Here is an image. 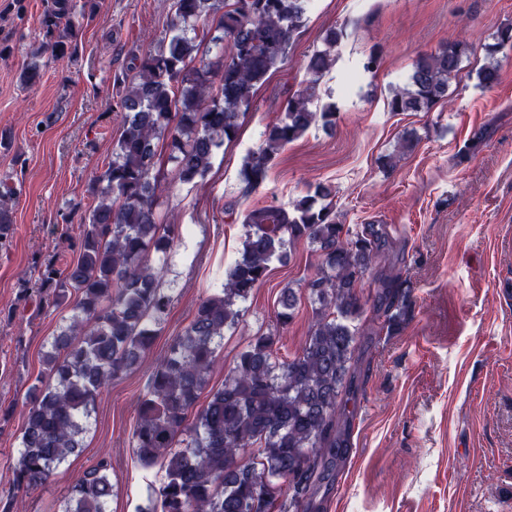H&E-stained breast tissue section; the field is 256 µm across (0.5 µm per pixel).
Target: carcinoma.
<instances>
[{
    "instance_id": "cac0c4a2",
    "label": "carcinoma",
    "mask_w": 512,
    "mask_h": 512,
    "mask_svg": "<svg viewBox=\"0 0 512 512\" xmlns=\"http://www.w3.org/2000/svg\"><path fill=\"white\" fill-rule=\"evenodd\" d=\"M308 0H174L160 45L114 76L112 110L122 131L112 159L86 192L95 204L73 207L82 231L70 241L77 261L65 271L59 255L36 261L37 278L25 279L17 303L42 310L59 306L74 290L72 314L44 355L38 385L27 396L26 421L13 486L33 489L80 452L82 434L100 392L149 350L172 296L160 281L163 268L150 251L166 253L180 238L164 223L158 191L204 178L216 149L234 141L240 115L253 104L256 86L288 57ZM102 0H46L38 21V46L19 79L32 85L52 60L78 57L81 29L100 15ZM342 32L331 29L324 48L305 65L300 88L288 96L284 117L266 125L262 143L245 159L244 194L267 177L274 155L320 121L335 125L330 107L312 109L335 61ZM512 47V25L485 47L494 57ZM216 60H207L212 48ZM469 45L452 41L412 65L410 89L396 91L392 112L429 111L448 100ZM14 188L0 187V249L13 234ZM335 194L319 185L289 206L248 210L243 250L220 293L200 301L191 323L157 359L140 400L132 434L139 460L159 463L165 479L147 487L151 512H317L315 496L349 450L342 428L358 371L360 339L391 336L405 325L412 281L391 266L383 224L347 228L336 215ZM306 240L318 263L307 282L316 318L299 354L277 355L275 333L252 337L224 376V386L198 401L216 361L224 329L237 325L245 302L267 279L285 246ZM378 270L372 301L360 295L365 275ZM297 297L286 287L277 326L294 320ZM194 422H188L189 415ZM259 455L244 460L247 449ZM111 463L102 457L75 480L64 512H107Z\"/></svg>"
}]
</instances>
